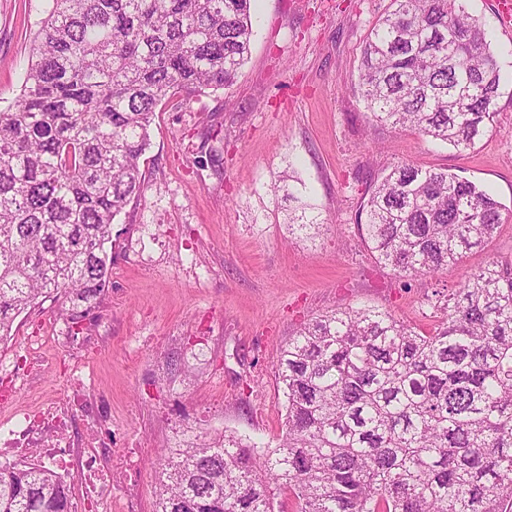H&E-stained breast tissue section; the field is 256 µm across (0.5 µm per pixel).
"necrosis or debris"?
<instances>
[{
  "instance_id": "4bbe7bcc",
  "label": "necrosis or debris",
  "mask_w": 512,
  "mask_h": 512,
  "mask_svg": "<svg viewBox=\"0 0 512 512\" xmlns=\"http://www.w3.org/2000/svg\"><path fill=\"white\" fill-rule=\"evenodd\" d=\"M44 341L40 332L26 336L21 347L27 353V365L17 366L14 359L0 355V371L13 373L19 384L33 385L43 367ZM81 412L88 431L81 441L71 436V407L66 401H39L10 419L0 418V458L7 457L27 467L32 461L30 449H41L42 466L56 469L71 496L82 501L92 496L101 502L111 499L112 473L98 464L103 451L98 431L110 420L108 409L96 395L88 393Z\"/></svg>"
}]
</instances>
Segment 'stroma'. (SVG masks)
<instances>
[{
    "mask_svg": "<svg viewBox=\"0 0 512 512\" xmlns=\"http://www.w3.org/2000/svg\"><path fill=\"white\" fill-rule=\"evenodd\" d=\"M48 0H0V110L20 94ZM501 66L493 128L459 153L376 122L360 94L362 45L391 0H251V55L230 87L160 106L140 159L143 194L112 226L110 288L98 323L64 324L95 351L60 356L36 389L68 398L71 369L112 410L110 512H154L161 450L180 430L232 433L258 453L278 446L281 349L319 315L372 307L420 331L427 304L492 258L512 256V25L497 0H469ZM400 162L445 167L502 203L492 241L456 267L406 281L360 242L356 216ZM290 171L321 222L289 232L272 185Z\"/></svg>",
    "mask_w": 512,
    "mask_h": 512,
    "instance_id": "stroma-1",
    "label": "stroma"
}]
</instances>
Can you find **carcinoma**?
<instances>
[{"instance_id":"cac0c4a2","label":"carcinoma","mask_w":512,"mask_h":512,"mask_svg":"<svg viewBox=\"0 0 512 512\" xmlns=\"http://www.w3.org/2000/svg\"><path fill=\"white\" fill-rule=\"evenodd\" d=\"M30 67L0 111V338L45 298L74 324L109 287L112 224L144 179L156 108L232 85L251 0H48ZM467 0H392L363 49L372 116L460 152L496 115L500 66ZM500 204L447 169L400 163L358 215L401 278L457 266ZM318 218L289 217L301 232ZM421 333L389 312L321 315L282 349L278 447L191 433L160 456L156 512H512V257L472 270ZM0 512H73L49 470L0 464Z\"/></svg>"}]
</instances>
